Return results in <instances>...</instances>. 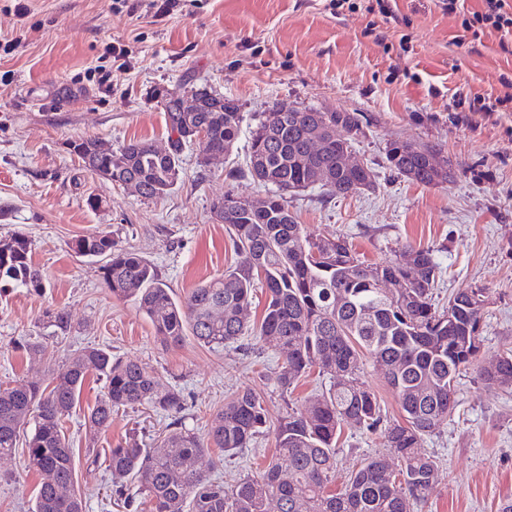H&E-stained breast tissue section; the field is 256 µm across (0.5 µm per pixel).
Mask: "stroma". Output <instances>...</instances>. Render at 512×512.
<instances>
[{
	"instance_id": "35a3bbf8",
	"label": "stroma",
	"mask_w": 512,
	"mask_h": 512,
	"mask_svg": "<svg viewBox=\"0 0 512 512\" xmlns=\"http://www.w3.org/2000/svg\"><path fill=\"white\" fill-rule=\"evenodd\" d=\"M328 2L189 0L166 16L137 17L117 10L116 0H29V14L20 17L16 0H0V238L28 237L30 258L48 280L40 294L0 284V385L47 384L66 371L75 350L103 347L179 389L182 426L196 433L238 390L258 393L275 423L329 388V377L315 371L290 390L278 388L282 357L255 336L220 349L190 336L175 346L162 343L134 302L112 298L98 259L72 249L79 236L111 232L181 298L222 276L237 256L212 205L227 193L264 197V188L239 170L259 115L276 106L360 113L363 134L353 153L376 174L374 189L346 198L317 187L289 194L307 234L345 236L368 263L395 257L409 244L433 248L441 271L438 305L463 288L487 291L479 365L512 349V112H472L466 105L474 95L502 93L512 56L492 35L456 44L461 19L445 13L439 0H396L405 24L376 28L367 13L334 14ZM118 46L127 50L119 61L112 57ZM103 74L111 84L107 94L98 88ZM183 86L238 100L245 120L233 152L207 165L198 163V146H187L165 197L132 195L85 171L69 151L81 137L115 149L133 139L167 148L154 91ZM394 140L432 148L438 160L452 163L454 175L428 186L407 180L386 160ZM90 195L100 199L99 209L87 206ZM49 309L70 313L68 335L44 328ZM33 341L44 347L36 357L25 350ZM102 393V380L89 377L64 422L85 512H149L143 495L128 505L115 495L105 458L131 436L157 447L172 420L126 408L90 438L84 416ZM455 397L453 416L420 443L441 476L413 512H498L512 500V392L470 371L458 377ZM274 451L273 434L261 436L226 459L218 475L233 488L258 475ZM369 456L401 465L379 434L344 426L335 488ZM37 484L21 453L0 458V512H31Z\"/></svg>"
}]
</instances>
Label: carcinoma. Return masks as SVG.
<instances>
[{
	"mask_svg": "<svg viewBox=\"0 0 512 512\" xmlns=\"http://www.w3.org/2000/svg\"><path fill=\"white\" fill-rule=\"evenodd\" d=\"M182 94L180 88L169 89L161 100L169 135H179L171 140L174 159L157 155L145 140L100 154L95 139L81 138L70 142L71 153L86 170L108 174L115 185L136 179L144 199L164 197L177 182L182 143L191 142L196 128L207 130L203 151L227 155L243 123L238 102L226 97L224 111L197 112L188 125L178 111ZM312 127L323 133L317 153L307 147ZM362 131L356 112H281L274 107L263 113L245 165L247 175L269 192L249 209L240 207L234 195H224L216 217L232 232L237 265L182 299L137 251L119 247L111 233L97 231L73 243L84 257L106 259L105 287L115 299L133 300L162 342L177 345L190 335L218 349L253 334L282 354V371L275 378L281 389H290L314 368L332 379L325 392L291 410L273 429L261 397L244 389L224 401L202 434L178 428L157 448H143L132 437L110 449L112 475L137 483L150 500V512H267L272 500L278 512H411L439 478L438 465L418 445L438 417L454 412L456 377L472 368L484 383L512 390V349L490 371L476 365L479 349L464 348L466 339L479 335L484 290L459 291L440 310L433 303L439 279L433 249L409 246L400 259L368 264L341 236L309 237L290 211L288 194L315 185V170L321 167L329 172L321 187L333 196L375 187L372 167L336 164ZM434 156L432 149L409 142L393 141L386 150L398 174L422 185L448 178L447 167L431 162ZM3 245L8 253L0 254V281L43 292L45 277L29 259V239L12 235ZM383 282L393 285V294L380 287ZM257 287L265 290L267 304L252 330L238 314L248 308ZM216 307L223 311L219 320L212 316ZM44 325L65 336L71 317L64 309H49ZM362 354L396 396L403 422L383 423L377 396L360 379ZM92 374L104 381V392L84 418L91 437L109 428L121 407L149 406L167 414L183 409L176 387L162 386L136 360L115 358L96 346L75 351L53 385L0 387V457L14 453L20 433H26V467L39 477L31 512H83L81 494L69 501L56 488L76 484L74 448L62 422ZM346 425L380 433L402 462L399 472L388 475L378 459L368 458L351 471L342 489L332 488L338 440ZM271 430L276 452L261 475L228 490L201 469L205 452L216 448L232 457Z\"/></svg>",
	"mask_w": 512,
	"mask_h": 512,
	"instance_id": "cac0c4a2",
	"label": "carcinoma"
}]
</instances>
